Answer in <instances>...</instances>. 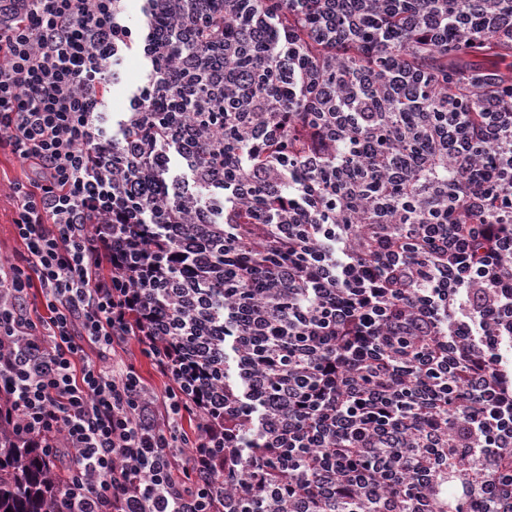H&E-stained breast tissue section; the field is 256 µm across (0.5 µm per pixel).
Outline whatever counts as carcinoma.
Here are the masks:
<instances>
[{"mask_svg": "<svg viewBox=\"0 0 512 512\" xmlns=\"http://www.w3.org/2000/svg\"><path fill=\"white\" fill-rule=\"evenodd\" d=\"M401 60H414L429 70L443 92L463 95L473 77H487L498 87L500 75L512 72V41L496 33L474 30L462 42L431 45L406 33L391 48ZM344 67L368 63L361 45L344 54ZM68 473L65 464L53 469L39 448H24L13 439L0 440V512H50V503Z\"/></svg>", "mask_w": 512, "mask_h": 512, "instance_id": "carcinoma-1", "label": "carcinoma"}]
</instances>
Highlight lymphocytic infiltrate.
<instances>
[{
    "label": "lymphocytic infiltrate",
    "instance_id": "lymphocytic-infiltrate-1",
    "mask_svg": "<svg viewBox=\"0 0 512 512\" xmlns=\"http://www.w3.org/2000/svg\"><path fill=\"white\" fill-rule=\"evenodd\" d=\"M288 7L304 30L264 0H0V431L69 450L52 512H512V93L340 55L512 33V0ZM217 285L237 394L182 343ZM243 415L277 460L242 466ZM12 205L6 196L0 197V252L8 254L21 249L22 244L15 234L12 223ZM121 355L123 358L132 361L136 365L145 381L150 386L160 390L164 387L165 384L169 383L167 378L160 376L154 370L150 360L141 353L139 346L135 342L128 344L125 349L121 351Z\"/></svg>",
    "mask_w": 512,
    "mask_h": 512
}]
</instances>
